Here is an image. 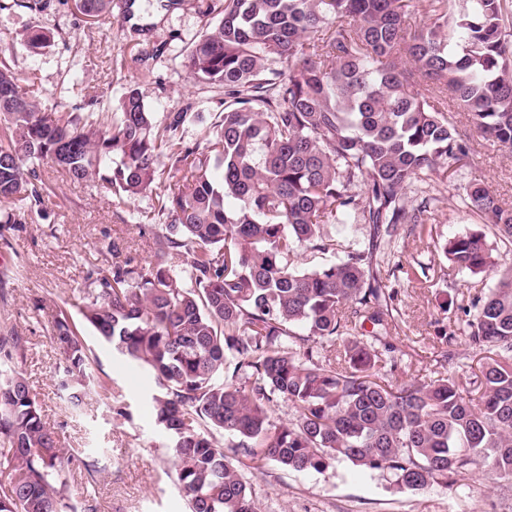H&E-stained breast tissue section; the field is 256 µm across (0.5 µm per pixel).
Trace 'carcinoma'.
I'll use <instances>...</instances> for the list:
<instances>
[{"instance_id": "obj_1", "label": "carcinoma", "mask_w": 512, "mask_h": 512, "mask_svg": "<svg viewBox=\"0 0 512 512\" xmlns=\"http://www.w3.org/2000/svg\"><path fill=\"white\" fill-rule=\"evenodd\" d=\"M410 0H219L218 23L189 47L197 81L224 89L204 146H185L175 112L155 129L141 92L103 123L44 109L35 81L0 63V208L32 209L48 187L29 162L50 159L75 182L94 177L129 199L156 194L170 218L148 267L115 260L96 272L83 322L147 368L162 393L156 423L171 441L191 512H257L249 468L322 471L338 461L387 470L399 486L452 489L512 480V264L483 232L442 246L462 272L495 283L468 305L463 332L482 354L466 378L392 380L387 338L399 334L383 284L381 248L398 226L426 232L418 183L446 182L468 158L448 121L452 100L485 138L512 149V40L505 0H429L431 22L410 32ZM115 0H74L91 25ZM33 51L51 46L42 30ZM288 64V71L276 64ZM182 172L159 195L163 152ZM462 204L512 242V208L480 179ZM334 224H370L372 245L345 246ZM342 253L310 266L299 248ZM59 387L73 409L93 381L85 338L57 315ZM25 341L0 335V512H77L72 458L18 370ZM293 410L271 420L279 401ZM236 438L224 445L220 438Z\"/></svg>"}]
</instances>
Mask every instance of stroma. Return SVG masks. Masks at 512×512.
<instances>
[{
    "label": "stroma",
    "mask_w": 512,
    "mask_h": 512,
    "mask_svg": "<svg viewBox=\"0 0 512 512\" xmlns=\"http://www.w3.org/2000/svg\"><path fill=\"white\" fill-rule=\"evenodd\" d=\"M129 2L92 26L73 10L72 0H47L38 14L0 0V60L18 77L35 78L43 107L65 111L77 105L103 119L118 113L125 92L136 88L157 126L188 109L178 135L187 146L204 142L224 108V91L195 82L184 55L197 35L216 25L217 13L208 10L209 0ZM34 27L50 31L54 44L30 51L24 38ZM448 119L468 133L470 156L454 180L435 189L419 186L410 195L413 203L428 201V225L440 240L482 230L480 218L458 196V185L472 178L484 179L512 207V151L472 131L456 107H449ZM40 170L53 189L38 211L16 224L0 223V329L26 339L21 369L62 448L99 461L95 478L75 474L71 496L90 512H190L175 481L168 438L147 406L157 392L153 380L83 327L94 381L82 411H73L58 388L52 340L59 310L80 320L92 270L108 267L116 255L147 266L152 234L165 218L154 197L122 201L95 180L59 182L49 162H41ZM424 266L425 280L419 276ZM383 269L386 287L398 293L403 322V335L393 340L395 356L409 377L429 380L443 349L435 323L446 317L445 302L487 291L494 276L458 271L434 246L405 232ZM247 481L259 512H512V484L504 481L408 490L389 472H359L347 461L320 472L251 474Z\"/></svg>",
    "instance_id": "obj_1"
}]
</instances>
